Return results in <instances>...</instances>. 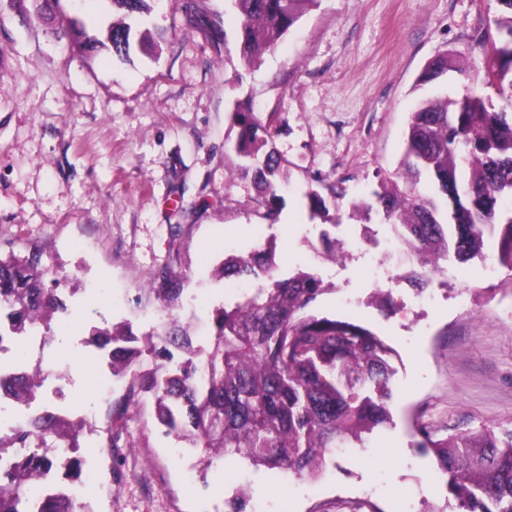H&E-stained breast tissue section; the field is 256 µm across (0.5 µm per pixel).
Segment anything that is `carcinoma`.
<instances>
[{"mask_svg": "<svg viewBox=\"0 0 512 512\" xmlns=\"http://www.w3.org/2000/svg\"><path fill=\"white\" fill-rule=\"evenodd\" d=\"M125 21L108 28L105 40L91 36L85 23L66 20L65 35L92 52L109 45L128 55L133 25L148 14L147 0H110ZM317 0H233L239 16V53L253 66L277 47L290 27ZM497 13L480 39L485 69L480 87L453 97L420 99L409 113L405 148L393 174H378L367 199L350 202V217L362 224L389 226L411 251L402 278L416 291L432 287L448 262L490 259L506 270L498 289L512 293V112L496 109L481 88L490 87L512 102V0H495ZM461 70L453 53L439 56L419 76V85L441 82ZM238 170L252 174L264 193V217L279 219L278 184L285 163L268 149L278 118L262 120L239 109ZM426 181L428 190L420 191ZM311 219L334 225L320 180L306 192ZM272 242L248 255L230 254L215 273L267 286L244 293L232 307L216 309L213 344L197 367L170 368L173 350L194 357L190 325L172 316L154 333L137 334L126 323L93 326L90 342L106 351L112 375L131 377L130 392L152 394L157 425L199 450L202 469L214 461L238 460L249 466L283 470L298 477L316 476L332 462L334 448L365 443L364 436L392 424L391 378L396 350L373 330L315 310L330 292L312 270L284 275ZM49 269L40 254L0 258V336H23L29 327L54 341L55 320L69 313L56 289L46 286ZM183 276L171 265L160 268L165 300L182 292ZM154 358L152 371L138 369L143 351ZM40 373L0 375V390L13 401L36 399ZM127 402L113 410L100 430L112 449L127 423ZM81 429L42 409L28 425L0 435V512H76V501L63 493L34 489L44 481L43 448H76ZM414 446L431 457L445 477V491L462 512H512V429L483 425L440 436L419 423L412 426Z\"/></svg>", "mask_w": 512, "mask_h": 512, "instance_id": "carcinoma-1", "label": "carcinoma"}]
</instances>
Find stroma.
<instances>
[{"mask_svg":"<svg viewBox=\"0 0 512 512\" xmlns=\"http://www.w3.org/2000/svg\"><path fill=\"white\" fill-rule=\"evenodd\" d=\"M153 11L138 27L130 53H87L62 37L65 17L80 13L91 32L106 31L118 13L109 0H0V254L42 253L72 309L84 355L82 377L38 355L52 376L42 401L65 395L71 421L105 426L111 402L92 400L89 377L108 372L107 356L87 342L92 326L159 327L168 314L189 319L181 303L146 292L149 276L172 265L196 294L198 358L212 346L216 308L234 305L241 290L213 271L227 254H248L275 241L282 273L314 269L331 288L320 311L369 327L394 347L392 425L365 447L333 454L307 494L298 476L254 471L243 463L201 472L196 453L175 455L181 440L163 436L153 400L132 394L129 422L116 449L96 448L102 494L96 512H197L188 474H203L210 512L246 482L254 497L281 512H415L431 506L458 512L446 500L430 458L411 446V421L455 433L481 424L512 426V296L485 279L479 263L459 266L431 305L411 304L407 283L391 285L406 314L383 316L373 303L363 258L345 269L316 253L322 227L311 219V179L343 182L347 198L330 202L341 228L349 200L368 196L378 173L394 170L404 151L407 118L424 96L462 90L482 74L475 40L492 20L494 0H318L260 64L239 57L231 0H148ZM457 54L465 75L419 86L434 57ZM244 104L259 117L278 116L272 146L287 161L288 184L277 191L281 213L268 223L251 177L236 170L231 116ZM111 289L117 305L89 313V284ZM476 305L460 316V289ZM359 299L355 312L336 303Z\"/></svg>","mask_w":512,"mask_h":512,"instance_id":"stroma-1","label":"stroma"}]
</instances>
